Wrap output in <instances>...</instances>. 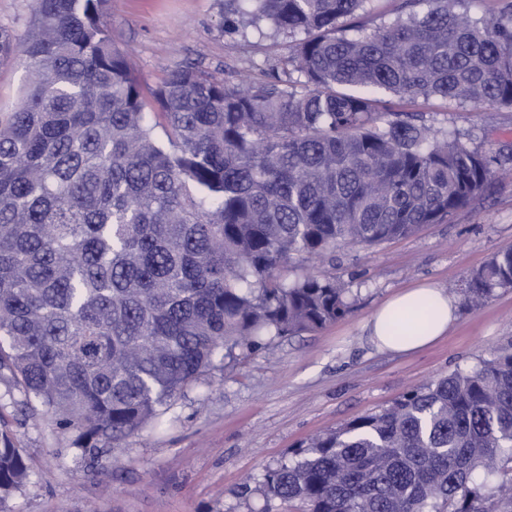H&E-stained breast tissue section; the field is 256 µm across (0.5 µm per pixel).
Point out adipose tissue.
Returning <instances> with one entry per match:
<instances>
[{
    "label": "adipose tissue",
    "instance_id": "obj_1",
    "mask_svg": "<svg viewBox=\"0 0 512 512\" xmlns=\"http://www.w3.org/2000/svg\"><path fill=\"white\" fill-rule=\"evenodd\" d=\"M456 319V305L447 291L422 283L385 301L367 325L382 350L407 353L444 336Z\"/></svg>",
    "mask_w": 512,
    "mask_h": 512
}]
</instances>
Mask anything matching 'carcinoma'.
Returning <instances> with one entry per match:
<instances>
[{
    "label": "carcinoma",
    "mask_w": 512,
    "mask_h": 512,
    "mask_svg": "<svg viewBox=\"0 0 512 512\" xmlns=\"http://www.w3.org/2000/svg\"><path fill=\"white\" fill-rule=\"evenodd\" d=\"M228 0L224 27L291 39L259 83L172 70L147 100L112 0H34L0 65L31 81L0 119V378L83 457L139 434L235 351L322 328L350 290L299 266L443 223L495 178L460 136L377 96L512 109V0ZM163 121L166 139L155 134ZM512 288V248L460 289ZM0 425V506L28 482ZM304 512H512V352L310 439L267 471Z\"/></svg>",
    "instance_id": "cac0c4a2"
}]
</instances>
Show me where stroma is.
I'll return each instance as SVG.
<instances>
[{"label": "stroma", "mask_w": 512, "mask_h": 512, "mask_svg": "<svg viewBox=\"0 0 512 512\" xmlns=\"http://www.w3.org/2000/svg\"><path fill=\"white\" fill-rule=\"evenodd\" d=\"M225 0H112L108 23L144 88L177 67L214 78H267L289 40L254 27L224 29ZM398 111L423 113L456 130L512 169V109L439 99ZM512 247V176L450 220L372 250L306 260L304 271L344 280L353 310L313 332L274 340L225 361L165 409L157 423L84 466L70 434L46 416L25 417L21 394L0 384V419L13 429L29 468L27 485L6 512H300L296 503L265 501L266 471L291 459L311 437L381 411L404 394L476 368L512 342V288L482 306L458 304L447 336L414 353L383 351L367 324L396 293L432 281L459 287L497 252Z\"/></svg>", "instance_id": "1"}]
</instances>
